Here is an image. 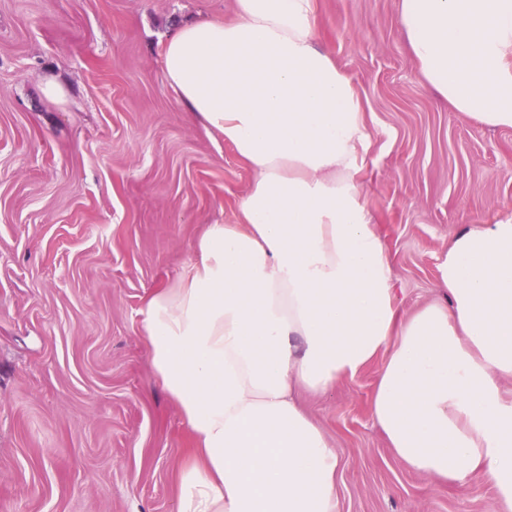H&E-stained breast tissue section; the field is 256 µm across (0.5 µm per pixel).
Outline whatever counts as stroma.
<instances>
[{
  "label": "stroma",
  "instance_id": "stroma-1",
  "mask_svg": "<svg viewBox=\"0 0 512 512\" xmlns=\"http://www.w3.org/2000/svg\"><path fill=\"white\" fill-rule=\"evenodd\" d=\"M321 48L373 132L364 201L404 314L447 302L437 265L463 225L512 204V129L461 118L424 81L400 0H314ZM236 0H0V512H173L193 440L142 329L206 225L237 221L250 168L165 85L182 23ZM66 90L52 101L48 76ZM372 362L300 393L336 448L339 512H491L406 469L370 416Z\"/></svg>",
  "mask_w": 512,
  "mask_h": 512
}]
</instances>
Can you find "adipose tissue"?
Returning a JSON list of instances; mask_svg holds the SVG:
<instances>
[{"label": "adipose tissue", "instance_id": "1", "mask_svg": "<svg viewBox=\"0 0 512 512\" xmlns=\"http://www.w3.org/2000/svg\"><path fill=\"white\" fill-rule=\"evenodd\" d=\"M426 81L465 119L512 129V0H401ZM191 120L253 173L235 224H211L187 272L142 310L154 373L197 446L175 512H338L339 457L300 407L382 359L370 414L409 469L474 471L512 512V215L469 224L438 264L448 304L398 312L363 199L371 133L319 45L313 0H237L162 49Z\"/></svg>", "mask_w": 512, "mask_h": 512}]
</instances>
